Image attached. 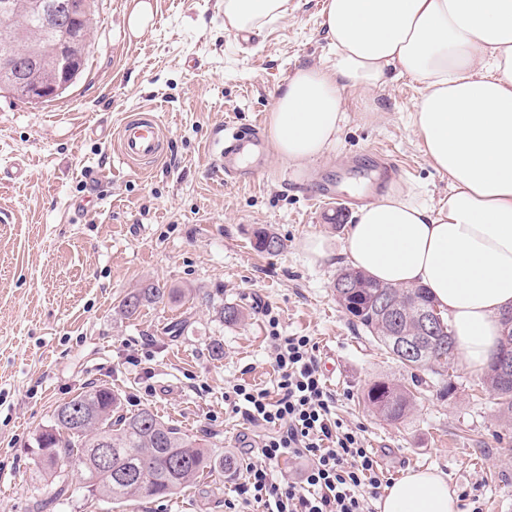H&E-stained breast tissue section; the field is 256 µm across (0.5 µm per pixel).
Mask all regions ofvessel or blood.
Listing matches in <instances>:
<instances>
[{
	"label": "vessel or blood",
	"mask_w": 512,
	"mask_h": 512,
	"mask_svg": "<svg viewBox=\"0 0 512 512\" xmlns=\"http://www.w3.org/2000/svg\"><path fill=\"white\" fill-rule=\"evenodd\" d=\"M238 142V135L232 131L213 142V168L228 181L236 180L246 172ZM114 143L126 165L137 166L160 160L165 154V139L156 111L144 110L127 116L117 129Z\"/></svg>",
	"instance_id": "vessel-or-blood-1"
}]
</instances>
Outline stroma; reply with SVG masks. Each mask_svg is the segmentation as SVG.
Returning <instances> with one entry per match:
<instances>
[{
  "label": "stroma",
  "instance_id": "35a3bbf8",
  "mask_svg": "<svg viewBox=\"0 0 512 512\" xmlns=\"http://www.w3.org/2000/svg\"><path fill=\"white\" fill-rule=\"evenodd\" d=\"M152 2L153 25L131 37L135 0H97L87 67L60 97L35 105L0 96V166L21 170L0 182V512H37L40 500L44 512H228L264 429L224 393L273 388L274 327L316 343L334 368L326 381L336 417L362 428L389 477L435 469L457 493L478 496L483 512H512V416L485 379L456 366L450 394L430 386L401 420H383L364 393L410 374L337 303L340 258L313 261L303 250L313 235L343 239L355 221L332 196L314 195L317 182L359 197L376 155L394 163L395 183L447 194L410 125L420 84L400 75L368 97L347 92L350 121L328 155L300 171L270 149L231 184L210 171L212 138L228 122L248 136L289 76L329 64L322 0H290L286 18L247 34L225 29L223 0ZM141 108L156 110L167 145L137 173L85 130L117 128ZM260 225L280 236L281 252L254 249ZM151 282L186 296L122 316L123 299ZM226 305L245 320L221 321ZM92 383L223 446L236 471L122 506L79 493L52 501V486L32 478L35 434Z\"/></svg>",
  "mask_w": 512,
  "mask_h": 512
}]
</instances>
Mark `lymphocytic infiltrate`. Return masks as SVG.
Listing matches in <instances>:
<instances>
[{
	"mask_svg": "<svg viewBox=\"0 0 512 512\" xmlns=\"http://www.w3.org/2000/svg\"><path fill=\"white\" fill-rule=\"evenodd\" d=\"M271 342L275 391L240 384L228 399L234 412L268 430L260 459L246 466L242 501L264 512H374L384 472L358 431L334 417L315 344L307 336ZM285 457L306 459L301 481L277 482L274 466Z\"/></svg>",
	"mask_w": 512,
	"mask_h": 512,
	"instance_id": "1",
	"label": "lymphocytic infiltrate"
}]
</instances>
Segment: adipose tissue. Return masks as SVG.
<instances>
[{"label":"adipose tissue","instance_id":"adipose-tissue-1","mask_svg":"<svg viewBox=\"0 0 512 512\" xmlns=\"http://www.w3.org/2000/svg\"><path fill=\"white\" fill-rule=\"evenodd\" d=\"M288 0H224V26L250 32L284 19ZM328 67L298 69L279 88L267 132L277 158L304 170L336 145L344 93L367 95L392 71L418 81L411 123L449 191L426 202L395 186L359 208L340 248L320 236L313 260L344 256L383 284L427 288L470 373L488 370L512 309V0H323ZM377 512H460L447 479L410 470Z\"/></svg>","mask_w":512,"mask_h":512}]
</instances>
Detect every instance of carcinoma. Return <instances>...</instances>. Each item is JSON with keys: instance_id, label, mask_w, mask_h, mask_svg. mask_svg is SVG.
Masks as SVG:
<instances>
[{"instance_id": "1", "label": "carcinoma", "mask_w": 512, "mask_h": 512, "mask_svg": "<svg viewBox=\"0 0 512 512\" xmlns=\"http://www.w3.org/2000/svg\"><path fill=\"white\" fill-rule=\"evenodd\" d=\"M30 24L29 36L17 42L13 51L24 54L32 40L45 41L38 21L32 19ZM254 246L271 254L280 251L283 243L275 232L259 227L254 231ZM345 278L354 280L357 287L336 289L338 303L386 353L413 370V388L379 381L368 389L365 402L388 421L401 419L420 387L427 384L420 371L430 373L442 384L443 394H448L453 388L449 362L455 359L456 344L446 319L436 332L422 334L419 313L435 306L426 291L380 284L349 268L337 276ZM173 293L172 288L149 283L124 301V313L131 316L144 304L172 299ZM502 325L503 336L486 379L499 405L512 413V374L500 373L496 364L498 353L512 350V324L504 321ZM398 334L418 341L416 357L393 348ZM103 441L112 449L106 465L96 456ZM32 454L38 477L54 484L53 499H68L81 490L118 505L171 497L203 476L221 478L235 466L234 458L224 456L223 450L179 431L149 408H124L122 396L105 384L90 385L59 405L50 423L36 435Z\"/></svg>"}]
</instances>
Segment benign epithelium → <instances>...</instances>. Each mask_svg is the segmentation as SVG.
<instances>
[{
  "instance_id": "obj_1",
  "label": "benign epithelium",
  "mask_w": 512,
  "mask_h": 512,
  "mask_svg": "<svg viewBox=\"0 0 512 512\" xmlns=\"http://www.w3.org/2000/svg\"><path fill=\"white\" fill-rule=\"evenodd\" d=\"M84 9L85 0H59L43 7L44 23L61 35L60 41L55 44L56 51L70 62L77 60L89 44L84 35L75 34L69 28V19ZM23 14V6L11 0L0 3V16L11 21L18 37L27 34ZM64 78L66 75L59 74L58 70L47 65L44 55L39 52L0 57V84L9 86L30 102H41L51 92L62 91L67 87Z\"/></svg>"
}]
</instances>
